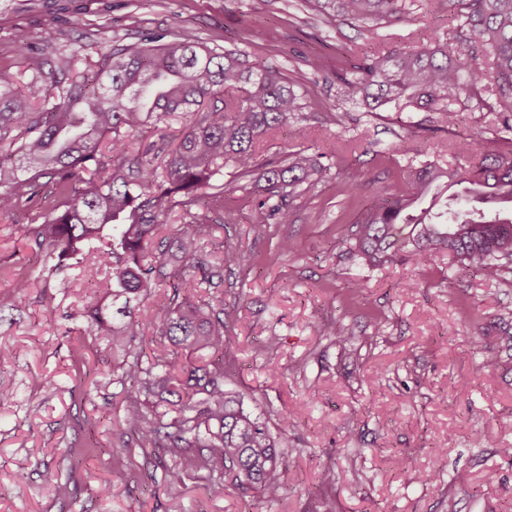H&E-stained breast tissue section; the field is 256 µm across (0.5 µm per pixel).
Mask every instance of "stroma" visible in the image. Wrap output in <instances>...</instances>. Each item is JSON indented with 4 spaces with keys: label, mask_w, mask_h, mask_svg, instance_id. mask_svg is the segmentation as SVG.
Segmentation results:
<instances>
[{
    "label": "stroma",
    "mask_w": 512,
    "mask_h": 512,
    "mask_svg": "<svg viewBox=\"0 0 512 512\" xmlns=\"http://www.w3.org/2000/svg\"><path fill=\"white\" fill-rule=\"evenodd\" d=\"M423 10L418 25L389 23L373 39L361 27L324 24L302 0H0V75L29 86L34 104L51 87L20 66L16 32L83 70L111 42L164 29L172 41L186 34L245 60L268 57L309 106L267 138L266 153L305 148L324 167L293 203L290 255L278 252L274 226L256 222L262 184L227 186L237 221L216 227L213 238L245 263L196 290L223 299L233 319L224 331L228 386L281 441L284 488L274 500L243 495L228 478L223 494L208 495L203 471L168 490L175 458L160 465L152 449L123 445L116 421L124 356L100 355L95 338L70 331L65 319L92 300L100 274L70 266L69 287L59 292L18 241L16 217L0 215V302L15 307L14 323L0 324V387L13 393L0 405V512H512V457L502 453L512 447V284L445 255L421 275L403 262L370 271L336 244L377 195L400 187L407 163L466 171L479 160L475 135H503L502 120L472 103L451 129L438 113L405 103L370 112L347 87L315 82L287 54L300 39L331 71L340 45L412 47L448 24L432 0ZM346 178L360 183L351 199L339 192ZM19 273L31 277L20 297ZM417 278L421 287H411ZM358 280L365 288L356 293ZM48 301L63 315L52 329L41 321ZM334 320L352 334L347 345L318 333ZM271 365L279 377H269ZM80 368L97 382L87 395L69 392ZM48 377L58 390L44 388ZM403 455L412 470L400 468ZM70 476L76 498L57 497L55 483Z\"/></svg>",
    "instance_id": "obj_1"
}]
</instances>
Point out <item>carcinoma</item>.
Returning a JSON list of instances; mask_svg holds the SVG:
<instances>
[{
	"label": "carcinoma",
	"mask_w": 512,
	"mask_h": 512,
	"mask_svg": "<svg viewBox=\"0 0 512 512\" xmlns=\"http://www.w3.org/2000/svg\"><path fill=\"white\" fill-rule=\"evenodd\" d=\"M307 2L338 27L419 23L417 0ZM439 2L448 7V28L410 50L356 58L338 46L330 74L318 57L303 62L376 109L404 101L440 113L450 128L458 120L455 105L486 91L490 110L512 130V0ZM15 44L25 68L43 73L48 60L30 50L24 32ZM53 83L54 102L36 107L12 79L0 76V215L22 202L32 211L51 203L43 223L14 225L18 239L41 257V271L51 277L71 260L105 269L109 277L97 292L120 304L117 313L124 317L132 301L151 299V314L141 320L118 321L98 304L71 319L114 347L151 332L153 360L145 366L134 358L119 378L127 395L120 425L138 447L180 459L167 470L168 488L177 490L190 472L206 471L231 478L245 494L278 498L284 484L279 440L245 411L239 393L224 387V359L202 356L224 352V301L157 288L170 276L210 284L224 266L240 263L238 251L212 239L214 226L236 221L224 208L228 163L240 179L265 183V196L255 202L257 224L276 225L278 251L295 252L288 232L292 202L313 186L321 163L306 149L284 160L266 155L260 141L307 108L304 94L267 60L244 61L189 36L165 44L152 35L115 43L79 78ZM218 95L223 107L204 106ZM174 116L182 118L176 130L168 124ZM162 124L160 144L136 148L142 133ZM104 141L110 159L100 150ZM504 142L479 136V164L466 176L428 161L408 170L404 186L374 198L338 245L367 268L400 258L423 273L446 252L487 278L512 275V217L473 212L476 203L512 204V150L505 151ZM449 183L459 186L453 207L413 214ZM40 184L51 187L52 200L28 192ZM174 212L180 223L169 225ZM318 331L342 345L351 341L339 321ZM161 404L167 410L157 411Z\"/></svg>",
	"instance_id": "1"
}]
</instances>
